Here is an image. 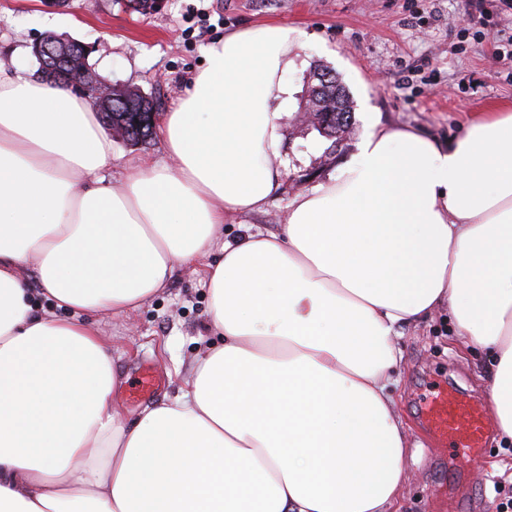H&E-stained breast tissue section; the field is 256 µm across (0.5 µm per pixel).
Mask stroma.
I'll list each match as a JSON object with an SVG mask.
<instances>
[{
  "instance_id": "stroma-1",
  "label": "stroma",
  "mask_w": 512,
  "mask_h": 512,
  "mask_svg": "<svg viewBox=\"0 0 512 512\" xmlns=\"http://www.w3.org/2000/svg\"><path fill=\"white\" fill-rule=\"evenodd\" d=\"M267 21L302 34L287 69L295 93L281 118L276 162L282 188L263 210L227 219L228 239L245 224L277 231L289 199L325 182L355 153L365 112L384 125L411 127L447 143L464 133L472 113L512 102V57L494 58L492 44L512 36L506 0H483L481 13L467 21L460 0H162L150 14L129 10L126 0H71L64 11L46 10L41 0H0V69L37 76L32 44L49 33L66 36L93 46L89 62L102 80L142 90L165 112L199 70L202 45ZM317 65L336 74L352 102V132L336 146L298 119ZM144 158L165 161L159 140L143 146L113 140L107 181L120 184L127 168ZM209 305L201 275L182 268L131 321L98 318L121 376L117 397L127 421L151 402L178 395L186 367L214 340ZM398 346L404 363L396 393L418 444L400 512H448V453L423 430L418 397L430 378L441 375L486 402L487 366L453 336L444 311L405 327ZM147 366L156 372L157 391L131 399ZM459 465L468 487L462 512H486L494 481L512 488V447L503 445L497 430H490L479 457Z\"/></svg>"
}]
</instances>
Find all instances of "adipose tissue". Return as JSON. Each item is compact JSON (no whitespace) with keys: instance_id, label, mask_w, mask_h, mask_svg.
<instances>
[{"instance_id":"1","label":"adipose tissue","mask_w":512,"mask_h":512,"mask_svg":"<svg viewBox=\"0 0 512 512\" xmlns=\"http://www.w3.org/2000/svg\"><path fill=\"white\" fill-rule=\"evenodd\" d=\"M291 28H242L142 160L70 87L0 72V512H398L410 435L392 375L403 327L448 309L482 354L512 445V112L442 145L371 120L338 174L297 192L204 271L221 341L179 395L126 422L90 316L125 317L261 210L288 105ZM41 291L54 317L40 312Z\"/></svg>"}]
</instances>
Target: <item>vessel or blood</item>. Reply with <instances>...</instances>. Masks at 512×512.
<instances>
[{"instance_id": "1", "label": "vessel or blood", "mask_w": 512, "mask_h": 512, "mask_svg": "<svg viewBox=\"0 0 512 512\" xmlns=\"http://www.w3.org/2000/svg\"><path fill=\"white\" fill-rule=\"evenodd\" d=\"M420 414L427 432L450 458H466L484 448L488 419L469 397L446 382L432 383L419 399Z\"/></svg>"}]
</instances>
